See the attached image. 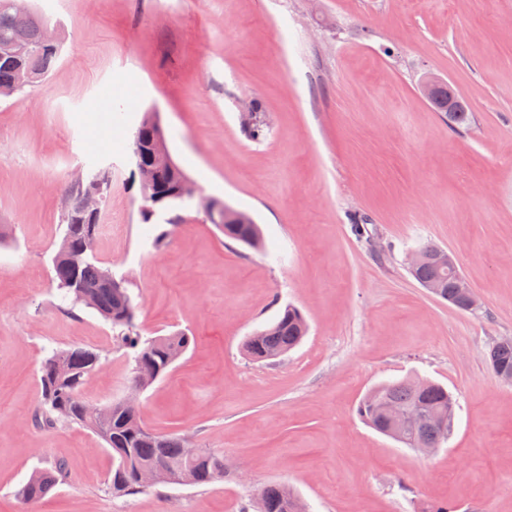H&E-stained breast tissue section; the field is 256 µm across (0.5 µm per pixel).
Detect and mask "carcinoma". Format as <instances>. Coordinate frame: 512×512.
Instances as JSON below:
<instances>
[{
	"instance_id": "cac0c4a2",
	"label": "carcinoma",
	"mask_w": 512,
	"mask_h": 512,
	"mask_svg": "<svg viewBox=\"0 0 512 512\" xmlns=\"http://www.w3.org/2000/svg\"><path fill=\"white\" fill-rule=\"evenodd\" d=\"M13 0H0V96L22 93L25 88L15 82L19 67L32 68L46 76L58 61L61 49L41 45L43 30L51 20L35 11L19 14L12 6ZM23 32L33 47L28 56H14L5 50L18 32ZM93 182L103 190L104 196L112 191V169L100 168L94 172ZM87 186L76 185L68 194L62 223L65 231L58 250L52 258L53 281L56 288L70 299L72 306L83 305L95 310L111 324L127 348L133 351L130 383H143L147 388L153 381H140L138 367L143 363L152 365L157 377L165 376L174 362L188 349L191 336L182 331L166 336L142 339L134 333V305L127 288H110L102 283L103 267L95 254L78 252L83 239L98 233L97 224H77L72 217L80 211ZM184 200L171 197L159 206L140 210L143 221L149 222L157 210H174ZM209 223L224 232L227 238L249 247L260 243L257 224H235L224 217V202L218 201L215 215ZM443 248L427 243L417 254L418 265L409 269L411 276L421 285H436L435 296L449 305L464 309V297L458 280L460 271L449 272L437 265V254ZM308 331L307 322L300 310L287 305L267 327L249 337L245 344L248 356L254 361H266L279 357L298 346ZM486 362L500 380L512 378V338L494 341L485 354ZM100 359L97 353L83 348L70 347L52 352L40 367L42 402L39 414L48 424H78L93 431L103 442V447L112 452L117 466L112 468L108 490L115 497L138 493L141 486L135 479V467L167 463L173 467L189 465L193 472V483L209 484L224 477L217 472L221 457L208 451L193 462L185 460L183 448L186 441L174 434L155 432L147 428L136 411L122 408L112 409V416L105 425L97 423L87 411V402L82 398V388L90 373L95 371ZM456 398L443 385L427 381L419 386L416 379H403L383 384L369 392L359 403L358 417L377 432L385 435L389 425L385 418L386 408H419L429 419L415 431L403 430L395 441L408 448L419 444L427 447H442L451 434L455 418ZM65 470L60 464L49 470L38 472L28 479L18 495L24 502L42 499L60 480ZM256 512H305L299 497L284 485H272L263 490L257 502Z\"/></svg>"
}]
</instances>
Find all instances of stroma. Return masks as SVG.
<instances>
[{
	"label": "stroma",
	"mask_w": 512,
	"mask_h": 512,
	"mask_svg": "<svg viewBox=\"0 0 512 512\" xmlns=\"http://www.w3.org/2000/svg\"><path fill=\"white\" fill-rule=\"evenodd\" d=\"M57 20L49 76L0 97V512H245L271 484L308 512H512V385L484 360L512 337V0H31ZM444 78L471 112L451 127L419 93ZM260 102L266 138L241 127ZM159 112L168 147L203 196L247 212L252 249L197 202L140 217L131 142ZM112 170L121 237L97 238L125 280L139 336L193 341L141 392L144 424L223 456L206 485L111 496V453L76 425L34 415L54 350L92 348V404L122 400L128 351L94 310L52 282L78 176ZM366 219L382 248L358 242ZM168 232L165 247L155 238ZM432 242L482 302L463 312L408 273ZM308 333L284 356L245 343L285 305ZM419 377L452 392L454 431L431 456L356 414L379 385ZM64 463L43 499L18 490Z\"/></svg>",
	"instance_id": "stroma-1"
}]
</instances>
